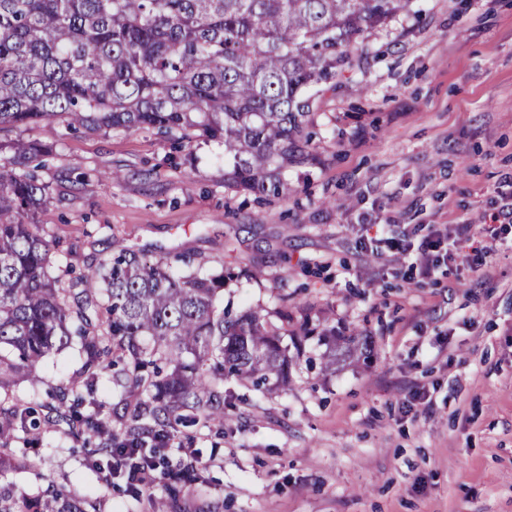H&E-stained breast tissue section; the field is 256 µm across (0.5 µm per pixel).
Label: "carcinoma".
Returning <instances> with one entry per match:
<instances>
[{
	"instance_id": "cac0c4a2",
	"label": "carcinoma",
	"mask_w": 512,
	"mask_h": 512,
	"mask_svg": "<svg viewBox=\"0 0 512 512\" xmlns=\"http://www.w3.org/2000/svg\"><path fill=\"white\" fill-rule=\"evenodd\" d=\"M412 0H0V130L63 118L73 127L154 130L187 144L224 143V180L261 197L287 189L309 159V116L324 84L352 67L350 47ZM42 148L0 142V391L36 381L54 350L76 347L81 384L26 406L0 399V477L35 467L10 447L56 427L97 439L93 466L155 465L196 442L193 427L224 430L226 379L288 389L282 337L336 340L304 321L272 329L256 310L218 305L247 267L190 272L112 242V258L69 280L51 277L54 245L34 217L49 186L28 171ZM364 331L347 353L370 358ZM122 387L116 424L88 409L99 373ZM0 512H105L100 500L50 482L32 495L0 481Z\"/></svg>"
}]
</instances>
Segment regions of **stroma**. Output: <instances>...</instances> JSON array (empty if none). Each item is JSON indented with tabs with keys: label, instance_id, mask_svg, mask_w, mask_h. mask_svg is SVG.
Listing matches in <instances>:
<instances>
[{
	"label": "stroma",
	"instance_id": "1",
	"mask_svg": "<svg viewBox=\"0 0 512 512\" xmlns=\"http://www.w3.org/2000/svg\"><path fill=\"white\" fill-rule=\"evenodd\" d=\"M368 50L323 87L317 160L290 168L279 198L226 182L214 141L61 119L0 132L46 149L36 221L54 268L99 265L116 238L151 260L243 263L260 276L225 288L233 310L273 322L285 307L368 335L366 366L295 365L287 390L265 394L226 380L224 432L201 431L169 512H512V223L488 219L512 201V0H414ZM467 220L471 240L432 279L375 251ZM483 246L486 268L469 266ZM82 364L73 348L51 355L13 396L45 399ZM29 453L35 467L7 476L17 492L52 480L108 512H152L72 437L46 434Z\"/></svg>",
	"mask_w": 512,
	"mask_h": 512
}]
</instances>
